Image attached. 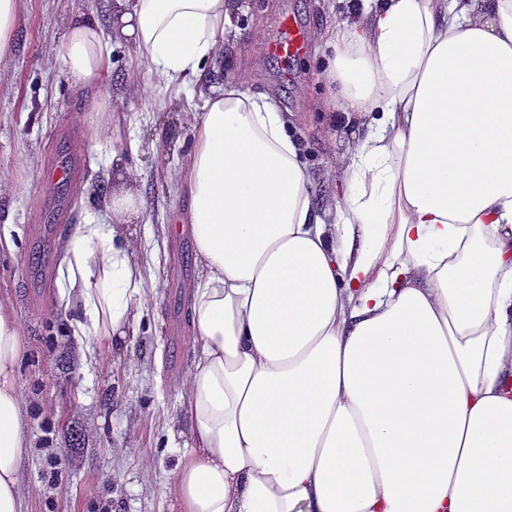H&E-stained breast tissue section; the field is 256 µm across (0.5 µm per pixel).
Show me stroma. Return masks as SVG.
<instances>
[{"label":"stroma","instance_id":"1","mask_svg":"<svg viewBox=\"0 0 512 512\" xmlns=\"http://www.w3.org/2000/svg\"><path fill=\"white\" fill-rule=\"evenodd\" d=\"M106 0H23L15 52L0 60V171L16 185L0 198V302L16 316L24 355L17 384L25 399L30 447L19 465L23 512H171L168 479L193 446L184 413L183 379L198 342L187 292L198 275L190 233H169L188 208L170 172L187 165L192 148L185 93L163 92L146 107L117 85L76 91L53 63L68 17L101 10ZM300 21L308 45L296 57L267 53L282 16ZM342 0H236L235 39L209 72L210 83L236 80L291 112L304 157L324 190L338 158L326 135L344 140L350 127L317 108L327 96L323 37L344 20ZM109 92L127 164L140 175L146 221L134 232L147 250V299L124 348L103 336H77L74 308L57 300L58 241L86 223L112 189L105 150L91 141L95 100ZM72 160L77 174L65 193L45 186L43 172Z\"/></svg>","mask_w":512,"mask_h":512}]
</instances>
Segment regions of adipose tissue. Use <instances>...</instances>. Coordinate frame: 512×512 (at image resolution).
Masks as SVG:
<instances>
[{
    "mask_svg": "<svg viewBox=\"0 0 512 512\" xmlns=\"http://www.w3.org/2000/svg\"><path fill=\"white\" fill-rule=\"evenodd\" d=\"M54 49L82 89L133 43L201 99L187 194L200 273L184 384L194 445L176 512H512V0H347L327 40L330 100L361 122L317 197L288 113L206 76L231 0H111ZM61 238L74 332L123 343L146 299L138 173ZM19 323L0 305V512H21Z\"/></svg>",
    "mask_w": 512,
    "mask_h": 512,
    "instance_id": "adipose-tissue-1",
    "label": "adipose tissue"
}]
</instances>
